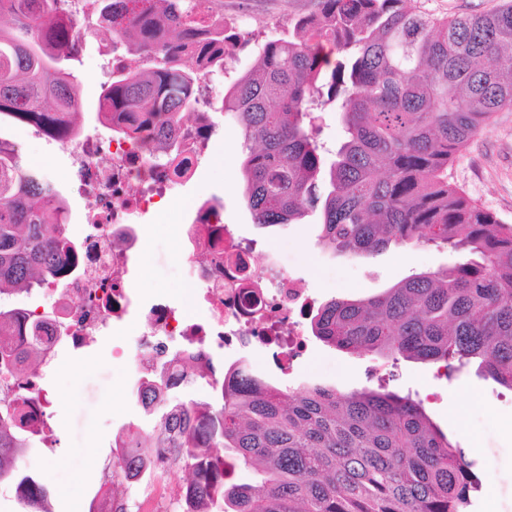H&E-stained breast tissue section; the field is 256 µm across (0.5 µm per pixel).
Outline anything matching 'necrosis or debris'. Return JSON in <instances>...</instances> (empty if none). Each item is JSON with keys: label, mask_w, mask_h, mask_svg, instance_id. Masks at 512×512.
<instances>
[{"label": "necrosis or debris", "mask_w": 512, "mask_h": 512, "mask_svg": "<svg viewBox=\"0 0 512 512\" xmlns=\"http://www.w3.org/2000/svg\"><path fill=\"white\" fill-rule=\"evenodd\" d=\"M212 135L209 112H198L196 122L183 131L186 150L178 176L147 139L118 143L87 134L66 142L86 197L76 230L80 249L64 262L59 281L50 288V309L15 310L25 327L39 329L44 369L54 368L61 351L84 348L91 338L119 328L133 309L142 325L139 345L153 353L151 360L137 366L138 380L162 367L170 382L184 386L182 365L187 361L215 377L213 354L221 349L237 355L261 346L274 364L283 366L305 350L303 326L313 310L306 288L271 252L264 271L256 272L255 243L232 233L218 201L193 202L180 224L189 263L186 296L202 305V312L188 316L161 294L141 305L136 302L128 262L143 249L145 227L133 218L153 212L174 185L192 179ZM50 404L41 373L22 384L0 375V406L18 409L43 439L53 432ZM125 439V431L116 432L104 484H151L182 454L178 448L153 449L151 468L134 475L117 462Z\"/></svg>", "instance_id": "4bbe7bcc"}]
</instances>
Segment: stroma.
<instances>
[{
	"label": "stroma",
	"instance_id": "1",
	"mask_svg": "<svg viewBox=\"0 0 512 512\" xmlns=\"http://www.w3.org/2000/svg\"><path fill=\"white\" fill-rule=\"evenodd\" d=\"M310 7L311 0H215L214 10L239 31L251 34L252 41L223 73L212 77L213 91L224 94L252 67L261 43L287 31L289 19ZM73 69L81 90L84 132L107 136L98 121V98L109 73L97 44L87 46ZM213 120L211 142L193 178L174 187L172 207L144 219L149 228L144 250L129 263V280L139 293L179 301L186 268L176 206L181 200L201 197L223 201L224 221L233 232L256 241L260 250L277 252L282 265L304 282L318 306L333 299L366 298L411 274L436 271L457 261V254L433 245H393L369 258L329 255L316 244L320 222L316 211L300 224H254L241 171L240 129L222 112H215ZM28 132V125L0 122V138L18 146L23 162L39 164L65 195L71 223H79L86 200L72 182L68 151L55 141H32ZM448 179L512 225V109L494 114L449 165ZM140 332L137 319L128 318L119 334L96 337L80 351L62 352L56 370L49 374L54 444L26 452L18 460L48 489L46 512H63L69 497L80 501V512H90L113 435L123 425L142 423L130 386L131 369L112 363L113 345L133 346ZM248 356L284 390L308 383L346 391L374 388L387 369L384 359L338 351L313 337L306 352L285 372L268 360L263 347L252 349ZM388 387L421 401L433 421L474 460L483 486L473 512H512V391L483 377L473 364L446 378L437 375L435 365L404 359Z\"/></svg>",
	"mask_w": 512,
	"mask_h": 512
}]
</instances>
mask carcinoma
<instances>
[{
  "instance_id": "1",
  "label": "carcinoma",
  "mask_w": 512,
  "mask_h": 512,
  "mask_svg": "<svg viewBox=\"0 0 512 512\" xmlns=\"http://www.w3.org/2000/svg\"><path fill=\"white\" fill-rule=\"evenodd\" d=\"M213 0H0V118L62 143L83 133L72 73L91 38L120 55L98 115L112 137L154 132L165 154L183 152L181 129L200 105L201 74L224 70L250 39L212 9ZM288 22L286 38L261 45L252 68L224 93L220 110L240 128L245 196L254 223L296 224L320 209L318 244L366 258L392 244L443 246L459 260L416 273L360 300L334 299L311 333L338 350L394 362L478 361L512 390V225L448 182V164L494 113L512 109V0L486 14L439 17L407 0H314ZM336 104L344 139L326 164L318 112ZM64 196L22 164L0 138V295L47 288L76 245L64 232ZM0 308V373L22 374L41 349L19 338ZM198 422L169 432L153 414L147 433L127 432L129 469L152 448H185L193 512H471L481 478L474 461L421 403L384 389L342 392L321 384L284 391L245 363L233 368ZM181 405L162 378L145 382ZM32 446L16 410L0 407V483L47 489L17 466ZM259 476L224 480L209 448Z\"/></svg>"
}]
</instances>
